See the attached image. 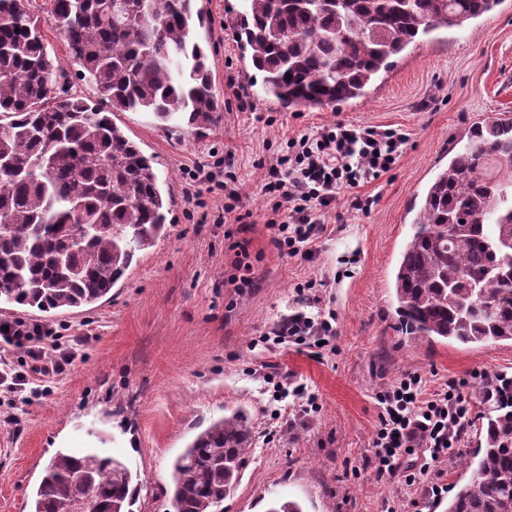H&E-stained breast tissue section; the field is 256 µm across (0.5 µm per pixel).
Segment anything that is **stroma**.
Listing matches in <instances>:
<instances>
[{
  "label": "stroma",
  "instance_id": "stroma-1",
  "mask_svg": "<svg viewBox=\"0 0 512 512\" xmlns=\"http://www.w3.org/2000/svg\"><path fill=\"white\" fill-rule=\"evenodd\" d=\"M205 23L195 39L206 50L213 91L222 106L204 131L176 118L158 124L146 112H118L115 122L154 157L171 223L141 253L112 292L76 315L39 313L58 336L84 338L83 356L47 380L41 394L0 391V512H28L26 498L56 451L101 448L145 479L134 512H174L168 496L172 460L212 419L242 407L252 419L255 449L224 512H266L289 499L303 512H444L465 472L457 457L439 464V495L378 480L367 459L378 425L375 394L402 373L424 375L430 389L464 380L477 403L486 375L512 374V342L491 346L429 345L402 335L391 288L394 267L416 216L413 207L435 175L486 113L512 114V0L461 29L441 30L393 57L365 97L338 108L290 112L265 99L262 75L243 53L235 20L244 0H198ZM50 54L66 73L68 94L94 97L68 46L50 25ZM390 126L410 136L389 172L365 184L369 210L339 198L326 213L316 258L280 255L265 226L267 198L259 160L288 138L335 122ZM229 163L237 176L245 226L213 223L224 203L198 185L203 207L185 196L198 168ZM245 229L254 288H237L225 231ZM316 279L336 335L311 354L304 345L266 347L296 299ZM294 375L317 396L316 413L287 428L272 420L261 364Z\"/></svg>",
  "mask_w": 512,
  "mask_h": 512
}]
</instances>
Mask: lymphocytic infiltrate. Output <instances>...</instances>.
Segmentation results:
<instances>
[{"label": "lymphocytic infiltrate", "mask_w": 512, "mask_h": 512, "mask_svg": "<svg viewBox=\"0 0 512 512\" xmlns=\"http://www.w3.org/2000/svg\"><path fill=\"white\" fill-rule=\"evenodd\" d=\"M408 136L402 129L384 126L350 128L335 123L302 133L286 142L285 152L261 161L269 215L265 226L269 242L280 254L312 260L315 242L326 232L322 220L342 192H349L356 210L371 207L370 198L357 189L388 172L403 156ZM315 281L298 286V308L263 336V343L302 344L308 336H332L336 330L325 316ZM0 340L27 348L29 371L19 372L0 363V389L21 393L43 378L59 373L78 357L76 347L53 339L41 324L15 319L0 328ZM462 384L449 380L429 391L426 378L405 372L375 395L379 424L372 439L375 475L401 479L405 486L438 493L430 475L437 463L457 454L471 421V408Z\"/></svg>", "instance_id": "f902f5d3"}]
</instances>
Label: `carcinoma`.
I'll use <instances>...</instances> for the list:
<instances>
[{
    "mask_svg": "<svg viewBox=\"0 0 512 512\" xmlns=\"http://www.w3.org/2000/svg\"><path fill=\"white\" fill-rule=\"evenodd\" d=\"M237 39L262 91L298 112L366 95L391 58L423 36L460 29L500 0H244ZM0 0V304L48 313L93 305L166 232L155 160L109 113L215 122L195 0ZM64 37L98 100L60 98L66 74L41 25ZM393 279L405 334L443 344L512 342V118L494 112L428 185ZM477 445L462 456L446 512H512V376L482 383ZM243 408L214 420L172 465L175 512H224L252 451ZM142 479L123 461L60 449L29 512H132Z\"/></svg>",
    "mask_w": 512,
    "mask_h": 512,
    "instance_id": "cac0c4a2",
    "label": "carcinoma"
}]
</instances>
